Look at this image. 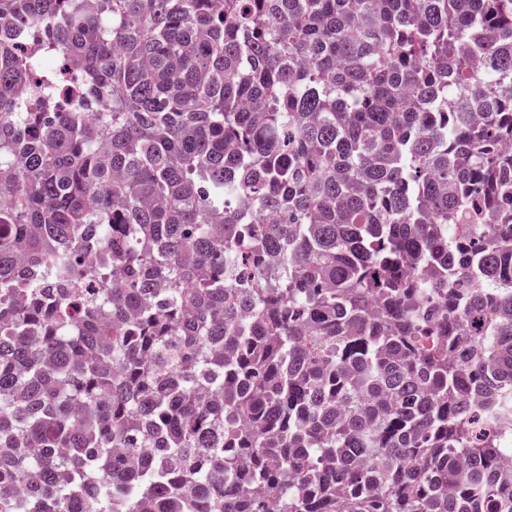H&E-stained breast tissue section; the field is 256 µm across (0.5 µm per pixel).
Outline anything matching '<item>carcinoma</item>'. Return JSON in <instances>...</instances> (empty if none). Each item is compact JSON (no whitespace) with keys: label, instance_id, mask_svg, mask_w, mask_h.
Wrapping results in <instances>:
<instances>
[{"label":"carcinoma","instance_id":"carcinoma-1","mask_svg":"<svg viewBox=\"0 0 512 512\" xmlns=\"http://www.w3.org/2000/svg\"><path fill=\"white\" fill-rule=\"evenodd\" d=\"M510 424L512 0H0V512H512Z\"/></svg>","mask_w":512,"mask_h":512}]
</instances>
